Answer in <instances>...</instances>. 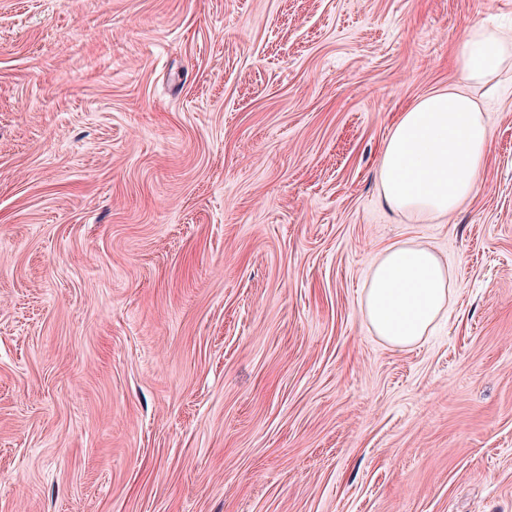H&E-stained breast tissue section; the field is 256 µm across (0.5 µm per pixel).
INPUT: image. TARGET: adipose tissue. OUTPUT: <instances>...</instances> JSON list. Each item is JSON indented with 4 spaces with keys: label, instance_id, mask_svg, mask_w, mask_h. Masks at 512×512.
<instances>
[{
    "label": "adipose tissue",
    "instance_id": "ef3b65f1",
    "mask_svg": "<svg viewBox=\"0 0 512 512\" xmlns=\"http://www.w3.org/2000/svg\"><path fill=\"white\" fill-rule=\"evenodd\" d=\"M462 84L432 91L397 115L378 170L388 209L417 221L439 220L474 195L492 142V126L474 97L512 61V29L478 20L454 49ZM451 272L428 244L386 247L372 265L362 314L386 343L406 347L429 334L448 310Z\"/></svg>",
    "mask_w": 512,
    "mask_h": 512
}]
</instances>
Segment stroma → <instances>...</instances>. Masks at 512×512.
Listing matches in <instances>:
<instances>
[{"instance_id": "1", "label": "stroma", "mask_w": 512, "mask_h": 512, "mask_svg": "<svg viewBox=\"0 0 512 512\" xmlns=\"http://www.w3.org/2000/svg\"><path fill=\"white\" fill-rule=\"evenodd\" d=\"M512 0H0V512H512V68L445 221L401 109ZM453 302L361 313L390 244ZM364 293L361 311L375 335L406 347L427 336L448 311L453 282L432 247L407 240L382 251Z\"/></svg>"}]
</instances>
